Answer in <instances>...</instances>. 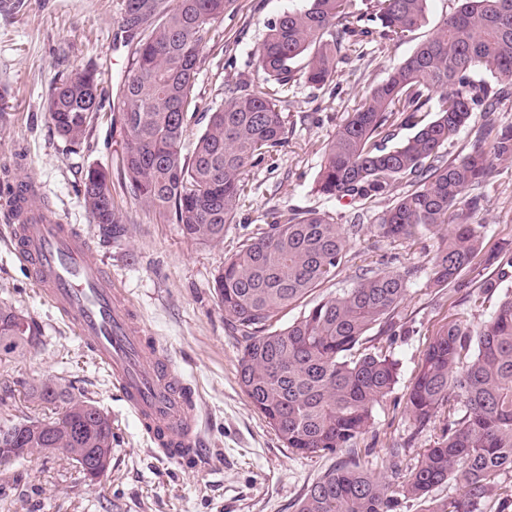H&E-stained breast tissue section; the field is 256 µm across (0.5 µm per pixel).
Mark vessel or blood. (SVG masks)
<instances>
[{
	"label": "vessel or blood",
	"mask_w": 512,
	"mask_h": 512,
	"mask_svg": "<svg viewBox=\"0 0 512 512\" xmlns=\"http://www.w3.org/2000/svg\"><path fill=\"white\" fill-rule=\"evenodd\" d=\"M8 215L13 249L33 283L109 369L154 449L172 461L195 458L202 444L196 391L91 260L90 237L42 210L26 189Z\"/></svg>",
	"instance_id": "vessel-or-blood-1"
}]
</instances>
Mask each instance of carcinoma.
<instances>
[{
  "mask_svg": "<svg viewBox=\"0 0 512 512\" xmlns=\"http://www.w3.org/2000/svg\"><path fill=\"white\" fill-rule=\"evenodd\" d=\"M234 0H125V39L135 43L120 85L117 122L127 143L121 178L132 197L179 225L200 243L224 239L247 184L245 170L274 161L286 142L280 103L295 76L321 87L336 74L342 48L401 41L425 26L428 0H306L270 23L257 50L265 85L229 87L183 156L189 108L205 35ZM459 6L359 100L327 145L317 193L351 203L394 199L378 218L380 237L411 240L450 225L431 259L429 286H465L462 274L481 252V207L473 190L490 181L495 162L512 161V124L496 112L512 86V0H457ZM490 73L485 78L484 73ZM101 110L96 75L76 69L52 87L46 112L56 132L79 144ZM475 142L447 152L475 113ZM413 134L391 146L394 127ZM409 189L393 194L400 181ZM79 192L101 237L129 228L112 204V179L101 168L84 175ZM272 221L242 241L214 277L215 294L245 340L238 382L254 408L293 451L343 454L305 492L297 512H397L400 500L419 512H481L494 495L512 505V295L494 316L472 326L456 320L429 342L404 410L418 436L448 407V425L396 487L366 469L358 440L374 424L375 408L398 382L399 363L365 347L371 332L398 336L397 310L416 267L367 268L349 288L325 297L293 322L274 318L298 306L346 263L361 224H338L315 210H271ZM496 275L480 288L490 294L512 269V243L485 258ZM0 357L40 342L23 312L0 306ZM457 397L458 405L451 404ZM35 402L63 409L59 418L10 425L13 446L0 444V467L38 448L112 447V417L93 400L73 395L57 378L30 387ZM78 422L81 434L70 439ZM453 479L460 496L433 495Z\"/></svg>",
  "mask_w": 512,
  "mask_h": 512,
  "instance_id": "cac0c4a2",
  "label": "carcinoma"
}]
</instances>
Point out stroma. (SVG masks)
Listing matches in <instances>:
<instances>
[{"label":"stroma","mask_w":512,"mask_h":512,"mask_svg":"<svg viewBox=\"0 0 512 512\" xmlns=\"http://www.w3.org/2000/svg\"><path fill=\"white\" fill-rule=\"evenodd\" d=\"M299 0H235L205 37L194 85L198 110L219 107L226 85L262 84L255 51L267 26ZM457 0H429L428 25L413 38L385 47L369 43L347 52L333 81L323 87L297 81L282 105L287 143L274 164L247 168L249 192L234 223L217 243L185 238L178 227L131 197L118 171L126 137L112 110L131 62L133 45L120 36L122 0H19L0 6V171L29 175L50 210L94 240L91 257L108 267L116 284L141 316L149 336L173 358L198 393L204 447L189 463L165 459L151 446L106 369L59 312L39 294L11 246V226L0 216V306L23 311L36 323L42 344L0 359V426L48 416L28 397L39 379L55 377L74 394L91 398L112 417V463L105 481H84L72 461L55 455L17 460L0 469V512H295L307 488L337 464L334 456L302 455L287 448L255 410L238 384V360L245 342L230 326L214 292V276L239 244L266 227L272 206L329 213L336 222L361 220L336 278L316 292L325 297L351 287L366 268L415 266L399 310L403 335L379 337L376 348L399 362L398 382L375 409L366 433L365 464L385 472L386 452L402 444L400 472H408L433 433L412 436L403 414L409 386L433 336L452 320L478 324L499 297L512 293V275L499 291L482 294L493 274L474 259L461 291L428 288L429 260L440 244L427 232L404 242L376 235L373 226L389 206L382 198L352 205L321 195L315 181L325 147L355 102L386 79L430 29L454 11ZM95 72L104 90L102 110L81 144L62 139L45 103L51 86L73 69ZM112 176V197L129 227L116 242L97 240V229L77 192L89 168ZM483 250L512 239V161L497 162L493 178L478 189Z\"/></svg>","instance_id":"obj_1"}]
</instances>
